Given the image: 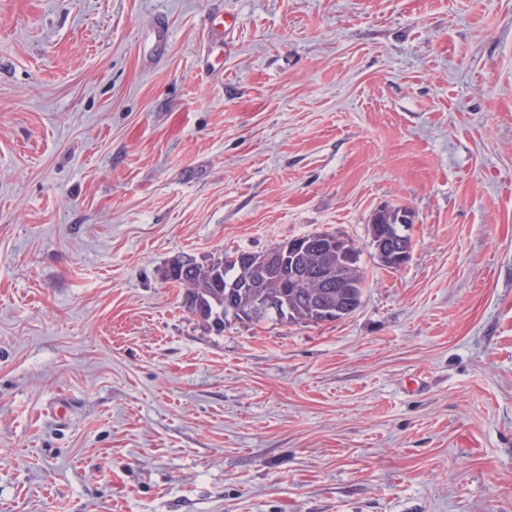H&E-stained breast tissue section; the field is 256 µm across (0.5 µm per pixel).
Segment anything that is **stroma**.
<instances>
[{"mask_svg":"<svg viewBox=\"0 0 512 512\" xmlns=\"http://www.w3.org/2000/svg\"><path fill=\"white\" fill-rule=\"evenodd\" d=\"M325 231L341 321L161 278ZM0 512H512V0H0ZM378 210L373 213L370 224H378L377 232L372 228V239L377 242L378 250L383 257H387L391 253V258L394 260V264L400 268L407 263L410 256V244L404 239H397L392 234V230L389 224L397 223V214L393 211H382ZM370 225V232H371ZM379 259V256L376 253ZM380 260V259H379ZM380 262L389 268L396 269L397 267L392 266L387 260Z\"/></svg>","mask_w":512,"mask_h":512,"instance_id":"obj_1","label":"stroma"}]
</instances>
